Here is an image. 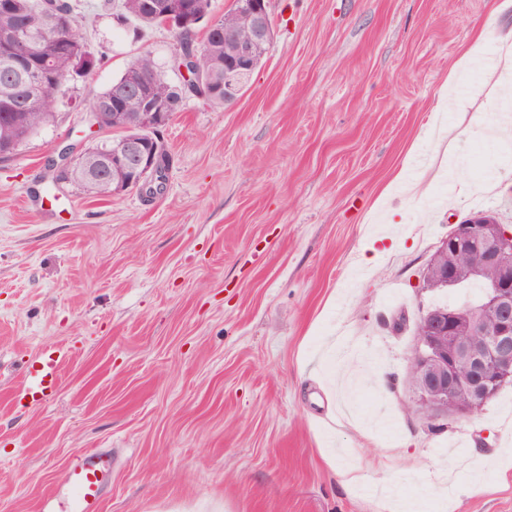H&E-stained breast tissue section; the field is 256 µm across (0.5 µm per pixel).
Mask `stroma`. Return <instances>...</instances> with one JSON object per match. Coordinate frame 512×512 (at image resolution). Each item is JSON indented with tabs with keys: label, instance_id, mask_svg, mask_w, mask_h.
<instances>
[{
	"label": "stroma",
	"instance_id": "35a3bbf8",
	"mask_svg": "<svg viewBox=\"0 0 512 512\" xmlns=\"http://www.w3.org/2000/svg\"><path fill=\"white\" fill-rule=\"evenodd\" d=\"M80 3L95 67L0 160V512H38L87 449L117 456L103 512H374L381 483L443 512L439 473L457 512H512V385L440 425L407 379L421 314L476 293L420 271L468 216L512 225V144L486 138L512 0H270L241 95L158 132L151 202L52 181L59 152L108 139L89 102L132 57L181 80L174 31ZM58 349L57 390L17 402Z\"/></svg>",
	"mask_w": 512,
	"mask_h": 512
}]
</instances>
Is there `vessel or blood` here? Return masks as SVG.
Segmentation results:
<instances>
[{
    "label": "vessel or blood",
    "instance_id": "obj_1",
    "mask_svg": "<svg viewBox=\"0 0 512 512\" xmlns=\"http://www.w3.org/2000/svg\"><path fill=\"white\" fill-rule=\"evenodd\" d=\"M61 358L47 357L33 364L27 374L20 399L41 405L58 384ZM114 457L101 450L79 454L71 465L66 492L50 493L40 504V512H101L104 484L112 472Z\"/></svg>",
    "mask_w": 512,
    "mask_h": 512
}]
</instances>
